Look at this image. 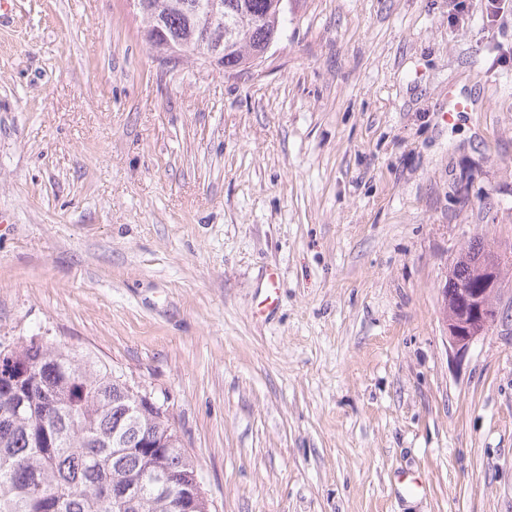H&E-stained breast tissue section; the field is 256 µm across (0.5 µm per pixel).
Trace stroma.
Instances as JSON below:
<instances>
[{
    "label": "stroma",
    "instance_id": "stroma-1",
    "mask_svg": "<svg viewBox=\"0 0 512 512\" xmlns=\"http://www.w3.org/2000/svg\"><path fill=\"white\" fill-rule=\"evenodd\" d=\"M141 28L0 16V343L164 403L212 512H512V321L456 357L441 314L458 253L512 249V7L290 0L234 77Z\"/></svg>",
    "mask_w": 512,
    "mask_h": 512
}]
</instances>
